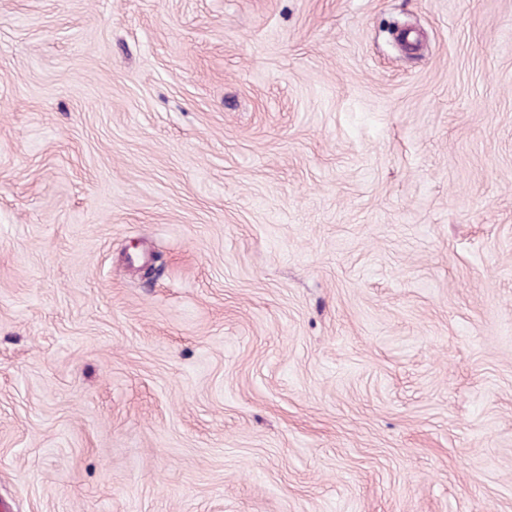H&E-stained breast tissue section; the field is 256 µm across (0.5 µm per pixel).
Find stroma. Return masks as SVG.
Masks as SVG:
<instances>
[{"label": "stroma", "mask_w": 512, "mask_h": 512, "mask_svg": "<svg viewBox=\"0 0 512 512\" xmlns=\"http://www.w3.org/2000/svg\"><path fill=\"white\" fill-rule=\"evenodd\" d=\"M7 512H512V0H0Z\"/></svg>", "instance_id": "stroma-1"}]
</instances>
